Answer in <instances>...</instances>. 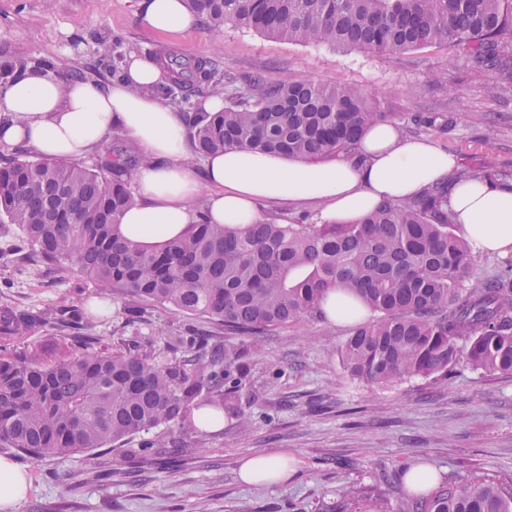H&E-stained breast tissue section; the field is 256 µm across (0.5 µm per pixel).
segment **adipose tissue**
<instances>
[{
    "label": "adipose tissue",
    "instance_id": "ef3b65f1",
    "mask_svg": "<svg viewBox=\"0 0 512 512\" xmlns=\"http://www.w3.org/2000/svg\"><path fill=\"white\" fill-rule=\"evenodd\" d=\"M141 22L180 31L196 18L184 0H137ZM168 78L152 57L130 56L105 87L62 85L29 67L0 83V144L24 145L45 156L79 159L120 131L146 157L135 175L136 204L120 218L123 236L156 243L196 223L198 196L214 224L260 222L259 203L303 202L324 222L345 224L384 202L413 200L448 188V213L472 251L512 256V187L485 179L450 181L453 154L426 140L404 138L396 125L370 126L354 155L309 161L244 148L210 155L204 177L188 161L190 131L181 113L157 94ZM209 194H202V185Z\"/></svg>",
    "mask_w": 512,
    "mask_h": 512
}]
</instances>
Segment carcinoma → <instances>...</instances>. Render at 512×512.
Instances as JSON below:
<instances>
[{
  "label": "carcinoma",
  "instance_id": "obj_1",
  "mask_svg": "<svg viewBox=\"0 0 512 512\" xmlns=\"http://www.w3.org/2000/svg\"><path fill=\"white\" fill-rule=\"evenodd\" d=\"M220 33L252 29L301 45L396 55L432 43L466 50L478 67L512 87V0H185ZM116 35L98 40L101 60L120 75ZM171 84L161 93L189 122L194 152L247 148L324 159L355 146L387 120L361 88L321 86L292 75L236 77L196 57L162 58ZM242 85L218 112L194 110L203 86ZM145 158L117 145L86 167L16 159L0 168V223L18 228L32 256L80 273L128 298L131 313L157 303L262 334L320 309L336 286L377 317L342 345L352 376L371 384L448 375L459 363L512 373V278L472 281L471 250L448 218V191L383 203L355 224H212L204 210L185 235L145 246L122 237L135 166ZM93 315L63 310L80 330ZM50 323L46 315L0 306V447L36 459L122 443L173 423L197 432L195 412L235 411L224 385L246 352L191 363L147 352L98 349L74 340L60 355L21 353L15 342ZM464 344H459V341ZM198 334L169 337L191 350ZM400 512H512V487L485 477L450 481L405 501Z\"/></svg>",
  "mask_w": 512,
  "mask_h": 512
}]
</instances>
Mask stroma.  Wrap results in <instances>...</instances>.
I'll use <instances>...</instances> for the list:
<instances>
[{"label":"stroma","mask_w":512,"mask_h":512,"mask_svg":"<svg viewBox=\"0 0 512 512\" xmlns=\"http://www.w3.org/2000/svg\"><path fill=\"white\" fill-rule=\"evenodd\" d=\"M121 36L125 53L163 50L207 57L227 72L300 74L323 86L356 85L371 94L409 139H426L458 159V173L484 166L512 181V90L461 50L434 44L402 55L299 45L251 30L214 34L204 23L158 32L137 17L135 0H0V65L50 61L64 85L103 86L112 75L96 35ZM447 69L448 82L433 74ZM100 286L33 258L20 231L0 224V305L56 316L97 298ZM91 330L114 350L168 354L167 338L193 325L208 345L260 349L243 370L237 396L249 424L228 416L215 432L188 437V448L140 455L137 440L96 453L111 470L101 482L85 455L37 460L13 452L33 487L15 512H323L350 487L385 497L398 512L406 472L418 465L439 482L481 475L512 480V375L455 366L447 379L411 377L376 385L344 369L340 348L352 326L313 315L261 335L227 331L206 317L162 305L129 315L122 296ZM281 452L288 477L247 485L242 459Z\"/></svg>","instance_id":"1"}]
</instances>
